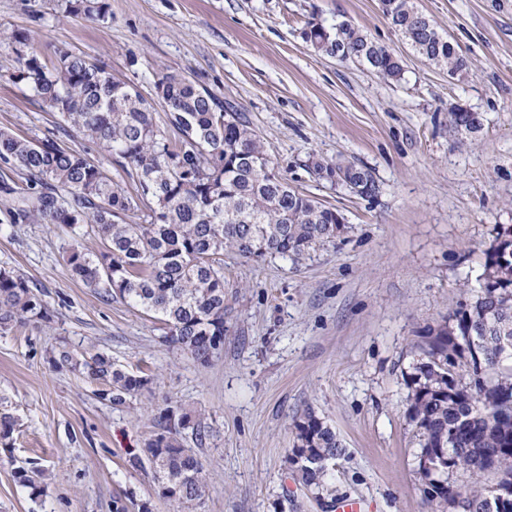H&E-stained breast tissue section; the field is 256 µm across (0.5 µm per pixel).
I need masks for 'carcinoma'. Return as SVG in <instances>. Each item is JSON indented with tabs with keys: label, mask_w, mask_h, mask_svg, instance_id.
Here are the masks:
<instances>
[{
	"label": "carcinoma",
	"mask_w": 512,
	"mask_h": 512,
	"mask_svg": "<svg viewBox=\"0 0 512 512\" xmlns=\"http://www.w3.org/2000/svg\"><path fill=\"white\" fill-rule=\"evenodd\" d=\"M68 12L105 21L104 0H69ZM382 14L414 51L451 79L460 80L469 62L444 37L415 0H381ZM305 41L316 51L368 66L387 81L403 75L402 59L369 34L341 21L328 29L310 22ZM8 43L26 48L19 71L32 96L101 145L134 183V193L112 183L103 162L47 138L33 141L0 130V162L24 171L26 187L0 186L13 223L59 224L70 229L66 263L99 297L120 298L156 315L165 325L163 342L209 365L222 357L224 341V253L246 259L287 257L295 262L336 246L349 233L343 214L294 190L275 173L259 135L242 113L224 105L209 89L185 76L161 71L154 93L166 121L127 83L99 62L62 52L47 65L29 37L13 33ZM477 113L459 107L448 113V132L475 133ZM344 171L364 184L366 197L379 193L370 171L341 161L313 163V172ZM146 210L145 223L116 218ZM96 238L100 250L85 249ZM47 304L15 271L0 268V333L30 321L48 322ZM467 339L465 345L452 340ZM512 225L502 226L486 252L481 294L428 330L424 358L415 367L409 419L421 448H446L443 471L418 470L421 484L445 485L465 512H488L493 487H512V370L502 362L512 353ZM54 362L100 386L97 396L113 406L136 399L150 378L119 368L103 352L76 353L57 347ZM19 419L0 411V444L8 445ZM200 435L193 411L168 407L161 432L147 444L146 457L173 512H198L208 492L203 466L182 446L186 430ZM295 447L304 456L302 473L318 484L326 464L342 455L336 435L308 413L296 425ZM483 480L467 491L451 481L455 473ZM15 479L40 495V472L19 468Z\"/></svg>",
	"instance_id": "1"
}]
</instances>
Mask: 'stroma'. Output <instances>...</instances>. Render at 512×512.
I'll use <instances>...</instances> for the list:
<instances>
[{
	"label": "stroma",
	"mask_w": 512,
	"mask_h": 512,
	"mask_svg": "<svg viewBox=\"0 0 512 512\" xmlns=\"http://www.w3.org/2000/svg\"><path fill=\"white\" fill-rule=\"evenodd\" d=\"M68 0H0V37L27 34L41 56L67 50L105 62L154 100L167 69L236 106L295 190L336 208L347 239L293 263L224 257V351L200 365L162 342L160 321L74 277L66 227L11 223L0 199V267L36 286L52 319L0 335V403L18 416L0 445V512H116L133 493L172 512L150 468H134L164 408L197 409L203 443L200 512H430L422 501L407 383L428 329L472 301L485 252L512 225V0H415L471 63L463 80L418 56L379 0H107L98 21ZM349 21L404 61L400 81L321 55L307 23ZM13 47L0 45V129L55 138L93 159L102 147L34 100ZM478 112L481 129L450 135L448 111ZM368 168L380 190L356 196L317 180L308 160ZM95 347L151 382L112 407L83 376L55 367L61 342ZM313 413L343 455L321 485L289 459L295 426ZM43 474L32 497L18 468Z\"/></svg>",
	"instance_id": "stroma-1"
}]
</instances>
